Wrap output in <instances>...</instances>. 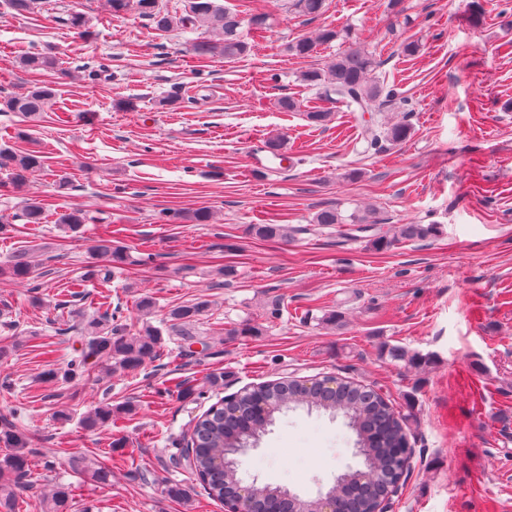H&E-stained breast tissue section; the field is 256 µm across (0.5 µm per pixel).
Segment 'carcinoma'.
Masks as SVG:
<instances>
[{
	"label": "carcinoma",
	"mask_w": 512,
	"mask_h": 512,
	"mask_svg": "<svg viewBox=\"0 0 512 512\" xmlns=\"http://www.w3.org/2000/svg\"><path fill=\"white\" fill-rule=\"evenodd\" d=\"M116 16L136 13L147 19L161 34L181 29H206L217 32L220 39H200L191 44L199 57L222 55L234 59L245 55L250 46L239 37L242 18H247L251 29L263 33L270 29V15L256 12L252 0H239L231 11L216 0H188L184 14H171L162 9L159 0H106ZM290 6L302 16L318 19L325 11V0H289ZM52 22L72 31L79 38L89 34V19L77 11H65L52 16ZM340 40L348 47L332 57L323 67H312L300 74L303 83L315 90L324 102L340 104L351 112L361 128L364 151L377 150L382 142L401 144L411 134L407 122H378L374 114L381 107L397 100V93L376 76L380 60L369 49L351 41L350 31L323 25L311 34L298 37L288 45V51L300 58H309L317 47ZM54 64L51 49L29 52L19 57L20 67L36 73ZM52 83L32 86L27 92L4 100L11 112H23L34 117L47 109L56 98ZM399 101V100H397ZM402 106L408 100L399 101ZM44 159L35 150L15 151L0 148V168L9 171L7 187L20 193L30 176L41 170ZM44 203L26 199L21 217L27 224H39L44 215ZM92 217L82 210L60 215L58 223L67 231L76 233ZM340 228L345 242L360 239L365 234L377 250L388 249L400 241H422L439 233L436 224L409 222L400 224L392 232L382 231V219L376 209L355 208L345 213L341 207L329 206L318 211L308 225L282 224L273 220L252 226L259 239L294 240L312 231L310 225ZM93 252L105 261L89 271V275L106 286L115 271L129 262L124 247L100 239ZM0 275L16 281L28 282L36 278V266L19 256L9 264L0 266ZM209 307V301L199 300L170 310L168 326L161 329L144 322L136 332L128 328L119 309L104 313L87 322L89 338L81 354L71 358L60 372L50 370L45 379L71 380L88 372L89 360L104 358L110 362L112 373L128 372L140 368L146 361L159 356L164 347L163 335L177 336L181 347L198 342L196 324ZM297 407H307L342 415L347 426L356 435L355 456L362 459L363 468L349 467L336 481V507L334 512H372L376 505L395 492L407 469L410 454L400 448L406 438L407 417L394 411L386 399L370 387L352 381H316L309 385L297 380L267 381L250 389L227 396L200 415L193 426L191 447L186 457L196 480L213 498L224 501L240 496L245 481L232 464L231 456L250 447L269 426L275 414L286 413ZM115 417L110 403H101L82 417L81 426L94 431L112 423ZM38 453L33 447L32 435L16 425L0 427V512H14L18 479L29 471L31 458ZM249 512H298L302 498L281 485H251L246 495ZM71 489L63 481L54 482L51 493L43 497L36 512H70Z\"/></svg>",
	"instance_id": "carcinoma-1"
}]
</instances>
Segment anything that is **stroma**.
<instances>
[{
    "label": "stroma",
    "instance_id": "1",
    "mask_svg": "<svg viewBox=\"0 0 512 512\" xmlns=\"http://www.w3.org/2000/svg\"><path fill=\"white\" fill-rule=\"evenodd\" d=\"M328 0L317 21L289 12L284 0H254L272 15L234 61L190 51L192 34H158L135 15L112 16L104 0H43L15 14L0 2V100L35 82L58 95L35 120L0 109V146L38 150L44 168L23 193L5 189L0 265L27 252L45 298L0 276V421L20 419L39 448L16 512H35L52 479L72 490L70 512H224L178 460L194 422L221 395L269 380H352L413 416L410 459L389 512H512V0ZM483 19L473 24L471 14ZM90 19L88 40L50 22L59 10ZM321 24L350 28L375 50L381 78L408 99L410 138L371 153L345 108L323 126L308 121L315 92L300 81L314 61L286 45ZM417 42L416 53H403ZM53 47L57 62L24 72L18 57ZM298 102L293 111L283 99ZM26 138H19V131ZM71 186L57 193L56 173ZM358 179H348L351 170ZM45 204L40 224L20 220L23 198ZM373 206L388 225L437 223V237L377 251L365 240L341 242L335 229L293 241L262 240L251 225L270 219L309 223L333 203ZM212 211L208 224L190 219ZM79 209L92 223L63 233L59 213ZM126 247L131 262L110 288L87 277L95 240ZM231 265L233 277L217 273ZM160 325L172 307L206 299L191 350L177 338L144 368L48 382L82 339L79 318L118 307L132 329ZM341 315L343 324H325ZM239 335H230V328ZM400 346L419 364L392 360ZM223 373L224 388L204 379ZM198 383L179 398L177 385ZM132 406L116 425L87 431L80 419L102 402ZM355 436L343 418L299 409L278 416L240 457L259 482L305 498L355 464ZM89 456L111 470L100 484L78 468ZM191 489L189 501L165 497L164 482Z\"/></svg>",
    "mask_w": 512,
    "mask_h": 512
}]
</instances>
